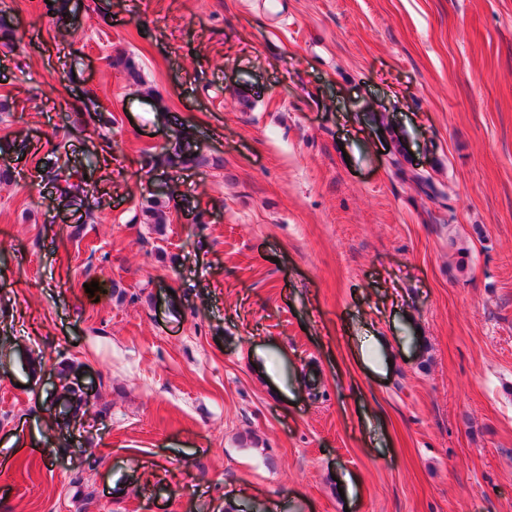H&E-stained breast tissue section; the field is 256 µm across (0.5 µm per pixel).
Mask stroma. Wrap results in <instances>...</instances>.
<instances>
[{
    "label": "stroma",
    "instance_id": "1",
    "mask_svg": "<svg viewBox=\"0 0 512 512\" xmlns=\"http://www.w3.org/2000/svg\"><path fill=\"white\" fill-rule=\"evenodd\" d=\"M0 13L7 512H512V0Z\"/></svg>",
    "mask_w": 512,
    "mask_h": 512
}]
</instances>
